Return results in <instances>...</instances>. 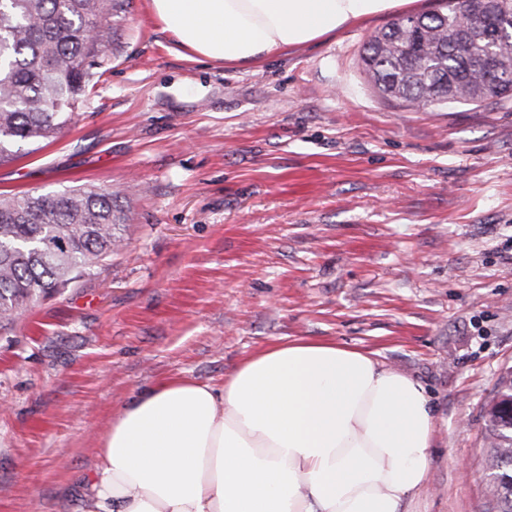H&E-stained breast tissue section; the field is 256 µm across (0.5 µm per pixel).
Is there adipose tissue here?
<instances>
[{"label":"adipose tissue","instance_id":"ef3b65f1","mask_svg":"<svg viewBox=\"0 0 512 512\" xmlns=\"http://www.w3.org/2000/svg\"><path fill=\"white\" fill-rule=\"evenodd\" d=\"M410 0H150L162 29L250 64ZM422 387L333 342L276 343L220 386L179 377L112 419L82 512H401L427 482Z\"/></svg>","mask_w":512,"mask_h":512}]
</instances>
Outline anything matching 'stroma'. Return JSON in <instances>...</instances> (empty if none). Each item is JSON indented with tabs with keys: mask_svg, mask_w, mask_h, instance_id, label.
<instances>
[{
	"mask_svg": "<svg viewBox=\"0 0 512 512\" xmlns=\"http://www.w3.org/2000/svg\"><path fill=\"white\" fill-rule=\"evenodd\" d=\"M412 4L247 65L129 0L75 122L0 193L84 185L128 223L93 274L0 329V512H80L113 415L214 385L273 343L333 341L421 385L432 466L402 512H486L484 405L512 369V100L413 110L361 67Z\"/></svg>",
	"mask_w": 512,
	"mask_h": 512,
	"instance_id": "obj_1",
	"label": "stroma"
}]
</instances>
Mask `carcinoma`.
<instances>
[{
    "instance_id": "obj_1",
    "label": "carcinoma",
    "mask_w": 512,
    "mask_h": 512,
    "mask_svg": "<svg viewBox=\"0 0 512 512\" xmlns=\"http://www.w3.org/2000/svg\"><path fill=\"white\" fill-rule=\"evenodd\" d=\"M126 0H0V164L23 146L33 153L67 126L97 83L112 44V19ZM417 19L419 26L408 25ZM394 20L368 40L361 65L381 94L412 108L499 103L512 87L474 68L475 51L512 60V33L475 50L461 16L445 9ZM489 28L512 30V0H491ZM126 211L109 190L0 195V327L38 297H51L91 275L123 240ZM488 512H512V370L486 409Z\"/></svg>"
}]
</instances>
